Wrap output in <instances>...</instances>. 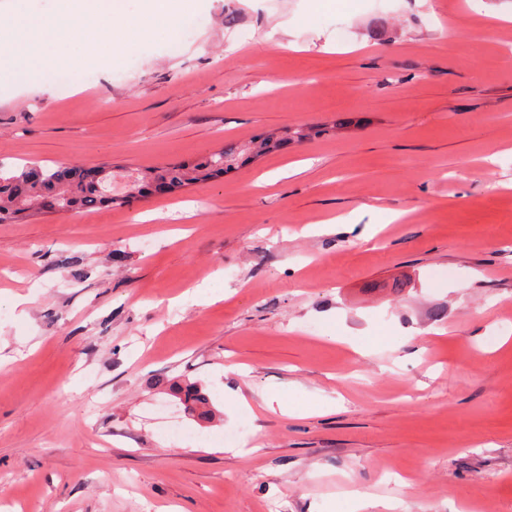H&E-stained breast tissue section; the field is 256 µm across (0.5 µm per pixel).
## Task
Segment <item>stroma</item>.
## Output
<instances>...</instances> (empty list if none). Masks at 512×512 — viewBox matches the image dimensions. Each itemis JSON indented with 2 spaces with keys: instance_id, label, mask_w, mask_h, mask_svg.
Returning <instances> with one entry per match:
<instances>
[{
  "instance_id": "obj_1",
  "label": "stroma",
  "mask_w": 512,
  "mask_h": 512,
  "mask_svg": "<svg viewBox=\"0 0 512 512\" xmlns=\"http://www.w3.org/2000/svg\"><path fill=\"white\" fill-rule=\"evenodd\" d=\"M510 12L195 0L190 34L71 63L90 85L1 82L0 162L102 166L116 195L144 167L346 127L174 196L0 223V512H512V189L492 188L512 180V25L490 21ZM347 214L381 235L304 231ZM333 126L312 127V126H299L293 130L289 129L284 132V136L278 137L274 135L257 137L251 141L247 149L246 159H256L268 153L274 152L279 149L288 139H295L303 141L311 139L312 137H319L330 135L333 132ZM166 389L179 398L188 414L202 420L212 418L214 411L210 399L195 383L176 381L167 384Z\"/></svg>"
}]
</instances>
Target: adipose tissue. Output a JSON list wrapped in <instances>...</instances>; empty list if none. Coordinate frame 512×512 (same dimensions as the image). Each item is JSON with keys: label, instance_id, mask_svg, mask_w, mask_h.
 Listing matches in <instances>:
<instances>
[{"label": "adipose tissue", "instance_id": "ef3b65f1", "mask_svg": "<svg viewBox=\"0 0 512 512\" xmlns=\"http://www.w3.org/2000/svg\"><path fill=\"white\" fill-rule=\"evenodd\" d=\"M53 17L27 11V0H0V8L19 17L18 27H0V49L13 58L11 78L19 84L39 76L38 88L52 87L51 77L64 63L63 51L70 43L84 47V56L93 61L103 51L129 49L150 38L158 24L179 21L182 0H141L138 15L124 13V0H58Z\"/></svg>", "mask_w": 512, "mask_h": 512}]
</instances>
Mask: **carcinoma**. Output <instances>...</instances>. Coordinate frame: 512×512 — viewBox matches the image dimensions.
<instances>
[{
	"label": "carcinoma",
	"instance_id": "carcinoma-1",
	"mask_svg": "<svg viewBox=\"0 0 512 512\" xmlns=\"http://www.w3.org/2000/svg\"><path fill=\"white\" fill-rule=\"evenodd\" d=\"M331 132V126H299L285 131L282 137H257L247 149V158L256 159L274 152L290 139L303 141ZM232 169L233 156L221 147L201 156L139 172L132 185L136 194L117 200L100 191V180L96 179L104 172L100 167L33 165L14 170L0 164V223L21 221L34 213L78 212L115 202L127 204L153 194L158 184L170 195ZM166 389L179 398L188 414L202 420L212 418L210 399L198 385L176 381L167 384Z\"/></svg>",
	"mask_w": 512,
	"mask_h": 512
}]
</instances>
